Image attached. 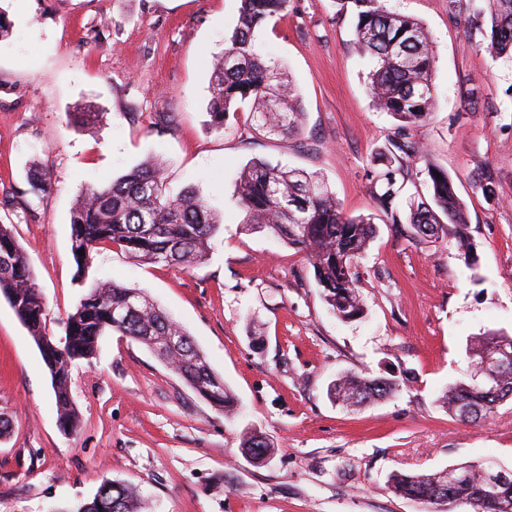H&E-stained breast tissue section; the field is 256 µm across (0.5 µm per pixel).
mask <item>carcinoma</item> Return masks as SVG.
<instances>
[{"label": "carcinoma", "mask_w": 512, "mask_h": 512, "mask_svg": "<svg viewBox=\"0 0 512 512\" xmlns=\"http://www.w3.org/2000/svg\"><path fill=\"white\" fill-rule=\"evenodd\" d=\"M489 2L483 49L496 57L512 56V0ZM288 3L240 0L233 33L212 62L208 113L215 129H224L229 113L247 104L255 125L270 135L300 130L304 112L291 83L255 45L256 29L288 12ZM337 5L338 13L352 14L355 42L373 63L369 91L375 107L397 121L389 146L372 159L373 165L382 166L371 191L375 209L391 224L406 223V237L417 244L439 239L448 225H454L465 265L478 266V256L463 232L466 207L448 173L432 165L427 168L428 200L407 193L412 182L410 166L423 154L409 131L427 119L434 102V52L428 30L413 17L388 11L383 0H337ZM238 198L251 217L247 229L264 228L306 252L323 299L338 319L363 316L358 267L376 235L372 218L348 216L321 179L261 159H252L242 168ZM70 225L71 251L79 274L86 279L97 252L108 248H118L140 262L193 268L207 259L219 218L192 190L175 197L168 194L163 162L150 160L115 180L86 188L72 210ZM0 255L10 259L8 267L0 269V294L8 299L42 358H51L49 373L59 419L72 429L79 427L80 419L69 391L70 368L74 361L92 357L108 331L154 351L163 337H179L175 348L165 349L163 359L213 408L225 414L234 410V396L189 333L151 302L144 290L115 281L92 282L68 315L64 337L58 339L47 328L46 303L25 250L4 225H0ZM134 296L143 301L142 312L115 325L112 311L124 308ZM506 339L512 341V336L489 332L474 338L469 349L478 354ZM400 387L394 378L346 374L336 379L330 394L345 405L362 408L394 395ZM494 387L491 392L459 380L445 390L440 402L455 418L467 406L485 422L500 404L512 399V370L500 374ZM240 448L256 464L266 462L275 451L266 437L253 431L243 432ZM454 469L460 476L452 484L441 472H396L388 482L394 493L433 505L444 489L449 505L466 503L474 512H502L501 500H512V484L499 489L495 497L486 493V465L464 463ZM76 512H147V505L133 486L108 481L92 502L80 505Z\"/></svg>", "instance_id": "carcinoma-1"}]
</instances>
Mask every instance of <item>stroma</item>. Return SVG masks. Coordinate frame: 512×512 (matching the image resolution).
I'll use <instances>...</instances> for the list:
<instances>
[{
    "label": "stroma",
    "instance_id": "obj_1",
    "mask_svg": "<svg viewBox=\"0 0 512 512\" xmlns=\"http://www.w3.org/2000/svg\"><path fill=\"white\" fill-rule=\"evenodd\" d=\"M428 29L435 102L412 128L427 166L447 171L464 202L480 257L466 267L454 235L414 244L371 198V159L396 122L375 109L371 64L334 0H290L255 32L259 51L292 79L304 112L298 134L253 126L248 105L224 130L210 126V62L231 34L240 0H0L11 22L0 40V224L24 248L64 322L85 288L71 253L70 215L88 185L150 156L168 166L169 190H194L221 226L191 270L98 252L90 279L140 288L190 334L237 400L224 417L145 345L116 333L76 361L70 391L76 433L58 424L49 371L0 295V512H72L106 481L129 483L152 512H435L394 494L396 471L461 464L512 469V401L485 423L448 415L438 398L470 374V340L512 336V57L482 48L488 0H385ZM99 112L87 128L74 112ZM173 116L163 126L162 114ZM322 179L344 212L378 233L359 267L366 314L338 320L305 254L247 229L236 179L249 160ZM50 186L29 192L32 170ZM493 197L481 190L484 179ZM341 373L403 378L399 394L355 410L328 388ZM250 428L277 448L262 465L240 449Z\"/></svg>",
    "mask_w": 512,
    "mask_h": 512
}]
</instances>
